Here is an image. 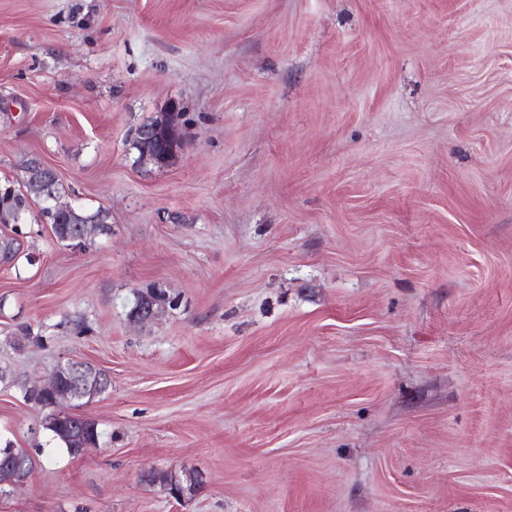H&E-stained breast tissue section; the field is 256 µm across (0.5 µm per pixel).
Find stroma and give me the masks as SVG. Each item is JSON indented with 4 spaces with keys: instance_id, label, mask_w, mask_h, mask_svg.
I'll return each instance as SVG.
<instances>
[{
    "instance_id": "stroma-1",
    "label": "stroma",
    "mask_w": 512,
    "mask_h": 512,
    "mask_svg": "<svg viewBox=\"0 0 512 512\" xmlns=\"http://www.w3.org/2000/svg\"><path fill=\"white\" fill-rule=\"evenodd\" d=\"M32 159L112 230L31 212L0 265V512H512V0H0V184ZM70 360L80 458L24 398ZM172 112H164L154 118L152 123L138 131V140L141 143L140 159L157 167L169 165L177 154L178 125L177 106H172ZM137 138L134 139V148L139 153ZM44 205H47L50 208L51 212H55L57 214H66L69 218L74 216V208L70 203L63 200V197L59 195H55L51 193L47 198H45ZM40 220L43 222L44 218H47L48 224L51 225L52 231L57 242H61L63 244L68 245L67 239L74 232L76 225H79L81 222L78 221L79 224H68L67 219H65L61 215L57 214H48L40 212ZM94 234L93 227L89 225H79L78 233L71 238V241L76 242L78 246H81L89 236ZM149 297L152 299L155 303V306H158V304H165L166 301H168V298H166V294L164 292L158 293L156 291H147L145 293H140L136 296L134 303L130 309L129 317L134 318L136 314L138 313V310L140 308L141 303L145 302V299ZM168 304H171V301H168ZM147 306L144 309L140 311V314L135 317L133 320L139 323H144L148 321L154 320L158 315V310L154 306ZM60 377H67L69 380L68 384L66 379H60V386L67 387L69 385L68 389L62 393L57 390V383ZM109 386L110 378L103 370L88 362L68 361L59 364L45 382L35 384L30 388L31 391L36 392H51L53 395L52 401L51 395L40 394L35 396L30 390H25L24 396L28 401H33L42 407H48L52 404V407L57 408L59 413L57 411L49 413L43 427L52 434L55 440L64 445L65 450L70 456L77 457L74 454V448H69L64 441L66 433L71 429L70 427H73V423L77 422V419L62 415L74 416L58 408L64 403H88L105 393ZM81 423L85 439L96 443L99 440L97 424L94 421H81ZM79 430V428L71 429L69 436L73 446L77 448L78 456L80 457L85 455L94 445L87 442ZM10 448V445H6L4 448H0V462L1 460H4L11 462L14 465L19 464L24 468L25 472L30 475L34 469L36 460L30 454L16 448H14V454L9 456ZM28 475H25L19 468L14 469L12 464L4 466L2 475L3 480L0 482L1 491L6 493L8 492L3 488L4 486H6V488L9 490V493H11L16 488L23 486L27 482Z\"/></svg>"
}]
</instances>
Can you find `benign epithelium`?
<instances>
[{
    "label": "benign epithelium",
    "mask_w": 512,
    "mask_h": 512,
    "mask_svg": "<svg viewBox=\"0 0 512 512\" xmlns=\"http://www.w3.org/2000/svg\"><path fill=\"white\" fill-rule=\"evenodd\" d=\"M177 116V107L174 106L172 111L160 114L149 126L138 131L141 160L157 167L167 166L174 160L179 149ZM37 177L46 182L57 180L53 170L33 159L26 167V177L20 186L29 184ZM44 204L52 212L65 214L70 218L74 216V207L59 195L50 194L45 198ZM61 377L69 380L68 389L62 393L57 390V383ZM109 386L110 378L103 370L88 362L68 361L58 365L45 382L31 386V390L52 393V406L58 408L65 403H88L105 393ZM27 479L28 476L20 469L9 464L3 469V480L0 481V485L13 491L23 486Z\"/></svg>",
    "instance_id": "benign-epithelium-1"
}]
</instances>
